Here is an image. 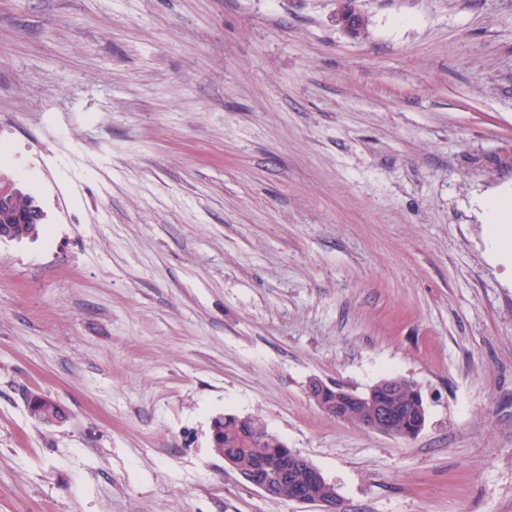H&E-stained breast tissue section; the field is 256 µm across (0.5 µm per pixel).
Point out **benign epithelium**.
I'll return each mask as SVG.
<instances>
[{"instance_id": "obj_1", "label": "benign epithelium", "mask_w": 512, "mask_h": 512, "mask_svg": "<svg viewBox=\"0 0 512 512\" xmlns=\"http://www.w3.org/2000/svg\"><path fill=\"white\" fill-rule=\"evenodd\" d=\"M360 12L349 0H340V8L337 13V22L341 27L352 33L358 28ZM21 191L17 187L15 179L9 174L0 171V210L8 216V223L0 224V240L14 239V225L16 224H42L46 215L34 199H29L25 207L18 206ZM383 390V395L374 398L373 393L363 397L356 392H351V397L368 406V413L362 420V426L387 436L412 439L422 430V427L404 429L401 427L398 412L390 405L392 397L401 392L412 389L416 398V408L424 407V398L418 385L410 379L397 377L377 384ZM309 396L325 411L333 412L336 409V387L328 386L318 379L309 383ZM28 412L37 421L53 426L63 423L67 419L65 409L53 398L39 392H30L26 396ZM226 464L235 470L239 476L250 486L268 495L280 488L282 482L288 480V473L295 472L300 467L306 468L307 479L304 483H295L288 491V501L308 504L310 503L306 485L326 482L321 471L304 463V458L292 454L288 456V466L284 467L281 475L275 481H270L264 470L253 468L249 471L240 469L234 462L226 461Z\"/></svg>"}]
</instances>
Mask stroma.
<instances>
[{
	"label": "stroma",
	"instance_id": "stroma-1",
	"mask_svg": "<svg viewBox=\"0 0 512 512\" xmlns=\"http://www.w3.org/2000/svg\"><path fill=\"white\" fill-rule=\"evenodd\" d=\"M0 0V512H319L215 455L262 423L344 512H512V0ZM389 376L415 438L311 379ZM39 390L69 414L28 413ZM23 193L18 189L15 179L9 174L0 171V210L8 216L9 224L0 219V240L14 239L15 224H44L46 215L42 208L30 197L23 194L22 201L28 199L25 207L18 206V200ZM11 222V223H10ZM482 209L489 224V237L493 250L497 252L508 251L512 247V238H509L502 226L512 221V199L489 198L482 203ZM377 387L383 390L384 394L379 396L378 400H374V394L372 389L366 397H362L361 394H357L351 390V397L354 400L366 403L368 406V413L362 420V426L368 430L375 431L387 436L412 439L416 437L421 430L423 425L414 429H404L401 427L399 422V414L390 405L392 397L399 395L401 392L411 388L416 398V408L421 410L425 408V401L422 392L418 385L410 379L397 377L394 379L379 382ZM412 406L402 411L400 421L404 426L414 427L417 422L420 421L422 413ZM309 396L321 407L324 411L334 413L336 409V416L338 419L360 423V416L353 403L345 402L343 405H336V391L339 388L328 386L318 379H313L309 383Z\"/></svg>",
	"mask_w": 512,
	"mask_h": 512
}]
</instances>
